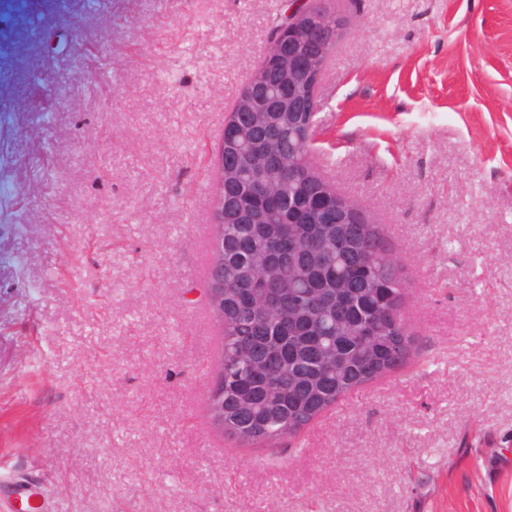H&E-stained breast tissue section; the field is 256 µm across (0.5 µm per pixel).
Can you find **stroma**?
<instances>
[{"label": "stroma", "instance_id": "35a3bbf8", "mask_svg": "<svg viewBox=\"0 0 512 512\" xmlns=\"http://www.w3.org/2000/svg\"><path fill=\"white\" fill-rule=\"evenodd\" d=\"M332 5L311 161L420 357L269 449L210 422L204 289L283 0H0V512H512V0Z\"/></svg>", "mask_w": 512, "mask_h": 512}]
</instances>
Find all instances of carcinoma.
I'll list each match as a JSON object with an SVG mask.
<instances>
[{"label": "carcinoma", "instance_id": "carcinoma-1", "mask_svg": "<svg viewBox=\"0 0 512 512\" xmlns=\"http://www.w3.org/2000/svg\"><path fill=\"white\" fill-rule=\"evenodd\" d=\"M224 148V436L243 448H277L350 392L405 367L418 354L403 309L408 288L386 257L384 229L296 224L336 205V189L275 124L231 117ZM272 150L282 169L265 202L245 208L253 170L235 137ZM304 170L301 180L288 169Z\"/></svg>", "mask_w": 512, "mask_h": 512}]
</instances>
